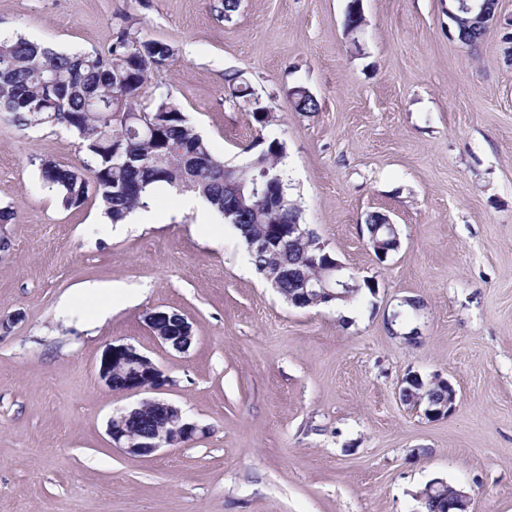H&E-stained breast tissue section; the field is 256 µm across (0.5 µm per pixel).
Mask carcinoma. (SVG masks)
<instances>
[{"instance_id": "carcinoma-1", "label": "carcinoma", "mask_w": 512, "mask_h": 512, "mask_svg": "<svg viewBox=\"0 0 512 512\" xmlns=\"http://www.w3.org/2000/svg\"><path fill=\"white\" fill-rule=\"evenodd\" d=\"M174 55L166 41L133 42L122 28L103 53L57 51L20 35L0 38V112L21 127L53 124L77 137L81 166L48 159L39 164L43 184L67 208L84 204L92 190L111 223L123 224L131 212L149 208L154 186L165 184L206 200L246 245L254 237H278L292 217H301L300 208L293 201L286 210L272 209L250 194L249 185L255 176L289 190L280 148L268 144L242 175L214 155L170 96H159L149 110L137 106L150 74L166 70ZM145 110L157 127L152 138L125 122L124 113ZM117 147L128 151L119 164L112 160ZM249 257L258 274H277L285 299L299 275L310 272L299 247Z\"/></svg>"}]
</instances>
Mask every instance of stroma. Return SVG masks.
I'll list each match as a JSON object with an SVG mask.
<instances>
[{
	"label": "stroma",
	"mask_w": 512,
	"mask_h": 512,
	"mask_svg": "<svg viewBox=\"0 0 512 512\" xmlns=\"http://www.w3.org/2000/svg\"><path fill=\"white\" fill-rule=\"evenodd\" d=\"M348 3L240 0L226 18L213 0H0L1 37L58 51L106 50L119 27L168 41L152 91L226 163L279 140L302 223L375 283L347 316L288 305L230 224L170 188L152 225L65 208L39 162L78 164L76 137L0 112V512H423L436 478L471 512H512V58L496 27L449 38L448 0H362L355 39ZM298 87L318 111H296ZM373 212L401 240L384 260ZM104 283L124 300L83 292ZM157 308L192 323L188 351L156 341ZM110 343L151 357L206 433L148 457L111 447L132 399L99 376ZM410 373L450 380L455 411L403 402Z\"/></svg>",
	"instance_id": "1"
}]
</instances>
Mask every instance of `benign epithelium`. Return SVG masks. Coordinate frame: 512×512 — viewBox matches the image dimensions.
<instances>
[{
    "label": "benign epithelium",
    "mask_w": 512,
    "mask_h": 512,
    "mask_svg": "<svg viewBox=\"0 0 512 512\" xmlns=\"http://www.w3.org/2000/svg\"><path fill=\"white\" fill-rule=\"evenodd\" d=\"M498 0H448V35L455 37L454 22L459 21L475 30L484 32L494 25L504 30L503 41L512 44V17L502 21L497 15ZM376 225L374 232L368 234V244L375 254L384 259L400 248L401 241L395 224L382 213L368 220ZM303 241L309 264L316 266L321 275L312 278L300 277L298 288L289 300V304L298 308L328 304L341 296L339 290L351 287L355 277L345 272V267L331 256L324 243L305 224H295L281 242L260 237L250 243V248L258 252H271L278 244ZM147 326L158 342L184 353L193 340V327L188 319L176 311H153L147 314ZM99 376L111 392L134 396L142 392H160L171 385L170 378L146 354L132 344H108L101 362ZM430 383H442L448 388V398L437 407H428L426 414L440 417L451 414L456 408L457 392L447 380L433 376L426 380ZM418 374H409L403 380L400 396L404 402L420 405L421 399L406 397L405 384H424ZM150 413L163 420L162 428L149 431H130L126 423ZM107 432L112 447L121 449L130 456H148L166 446H175L196 440L204 434L197 422L188 419L182 410L164 398H144L137 404L117 410L108 421ZM443 512H470L471 498L462 489L456 490L451 497L444 498Z\"/></svg>",
    "instance_id": "benign-epithelium-1"
}]
</instances>
